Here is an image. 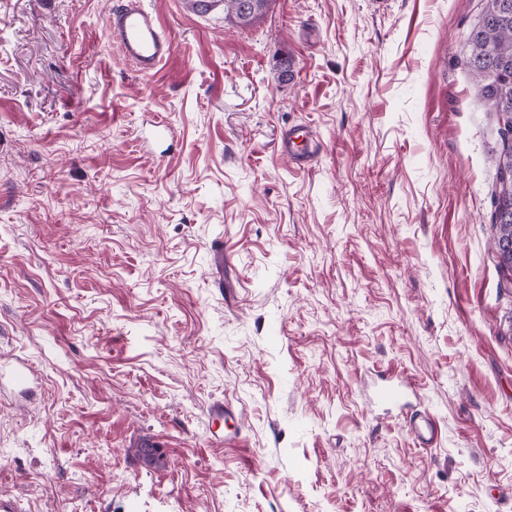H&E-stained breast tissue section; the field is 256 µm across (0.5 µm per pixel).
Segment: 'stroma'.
Returning <instances> with one entry per match:
<instances>
[{
  "label": "stroma",
  "mask_w": 512,
  "mask_h": 512,
  "mask_svg": "<svg viewBox=\"0 0 512 512\" xmlns=\"http://www.w3.org/2000/svg\"><path fill=\"white\" fill-rule=\"evenodd\" d=\"M149 4L176 50L145 77L111 0H0V495L512 512L497 120L459 63L481 0H272L244 30ZM298 124L320 141L304 170L277 147ZM390 381L406 403L376 405ZM220 402L237 444L213 436ZM407 426L419 448H430L437 439V423L425 412L411 415Z\"/></svg>",
  "instance_id": "stroma-1"
}]
</instances>
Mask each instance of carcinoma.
<instances>
[{
  "label": "carcinoma",
  "instance_id": "1",
  "mask_svg": "<svg viewBox=\"0 0 512 512\" xmlns=\"http://www.w3.org/2000/svg\"><path fill=\"white\" fill-rule=\"evenodd\" d=\"M224 3V21L239 28H248L260 19L271 0H210L202 6L201 0H188L190 8L201 14ZM469 53L464 66L478 81L479 91L496 118L512 115V0H483L479 21L467 35ZM498 149L493 156L496 172L512 168V144L498 133ZM494 210L491 223L495 236L502 237L512 226V191H492Z\"/></svg>",
  "mask_w": 512,
  "mask_h": 512
}]
</instances>
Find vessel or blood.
<instances>
[{"label": "vessel or blood", "instance_id": "obj_1", "mask_svg": "<svg viewBox=\"0 0 512 512\" xmlns=\"http://www.w3.org/2000/svg\"><path fill=\"white\" fill-rule=\"evenodd\" d=\"M106 30L124 59L146 76L157 71L174 52V38L148 0H115L106 18ZM278 149L297 167H307L319 151L316 133L308 126L284 129ZM407 426L418 447H432L437 439V423L427 413L411 415Z\"/></svg>", "mask_w": 512, "mask_h": 512}]
</instances>
